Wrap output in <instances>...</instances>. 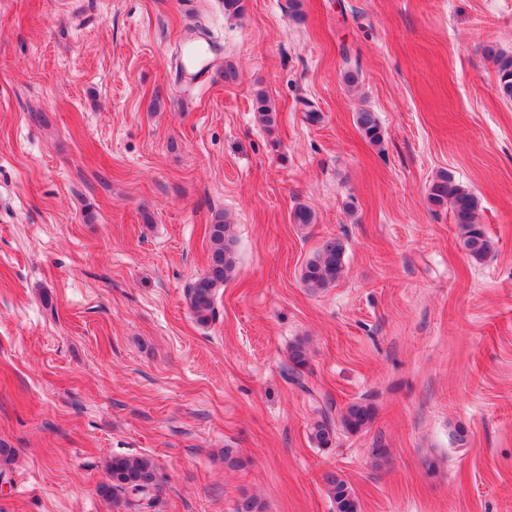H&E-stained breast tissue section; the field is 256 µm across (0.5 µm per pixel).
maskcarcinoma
Here are the masks:
<instances>
[{
    "instance_id": "carcinoma-1",
    "label": "carcinoma",
    "mask_w": 512,
    "mask_h": 512,
    "mask_svg": "<svg viewBox=\"0 0 512 512\" xmlns=\"http://www.w3.org/2000/svg\"><path fill=\"white\" fill-rule=\"evenodd\" d=\"M487 53L496 66L499 92L512 100V54L492 46ZM254 110L267 128L274 126L275 106L263 91L256 93ZM358 130L371 144L380 146L383 133L374 113L361 109L355 113ZM428 200L435 206H448L458 226L460 244L475 261L485 260L493 251V242L481 224L476 222L478 200L465 185L448 173L440 174L431 184ZM293 223L307 226L316 222L314 211L305 204L295 206ZM210 251L207 268L187 288L186 299L193 316L199 323L208 322L214 315L219 288L235 271L237 238L232 224L221 214L209 226ZM346 246L337 238L326 239L316 254L304 265L301 273L303 287L311 293L320 292L338 281L344 271ZM294 378L302 379V370L309 363V352L304 345L292 346L289 354ZM332 408L326 409L324 419L317 422L310 433L312 442L319 448L329 446L334 438L335 426L350 434L365 430L375 419V406L359 400L347 404L333 421ZM109 482L102 485L100 493L110 504L112 512H134L136 509L154 507L159 490V476L151 459L144 456H116L106 463ZM325 488L336 512H359L360 504L352 486L335 473L324 476Z\"/></svg>"
}]
</instances>
